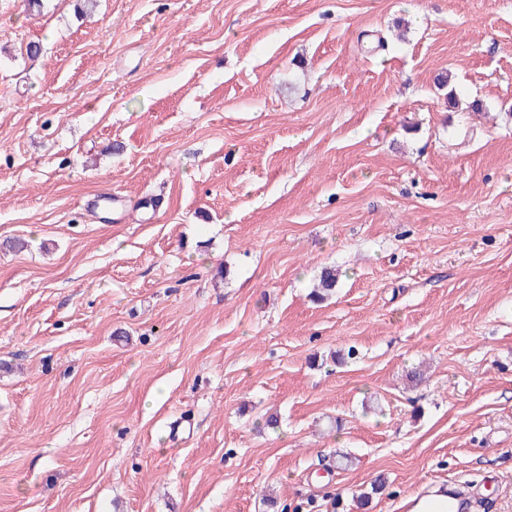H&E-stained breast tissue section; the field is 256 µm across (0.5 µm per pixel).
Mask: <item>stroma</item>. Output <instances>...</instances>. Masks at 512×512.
<instances>
[{"mask_svg": "<svg viewBox=\"0 0 512 512\" xmlns=\"http://www.w3.org/2000/svg\"><path fill=\"white\" fill-rule=\"evenodd\" d=\"M75 4L0 0V512H512V0Z\"/></svg>", "mask_w": 512, "mask_h": 512, "instance_id": "1", "label": "stroma"}]
</instances>
